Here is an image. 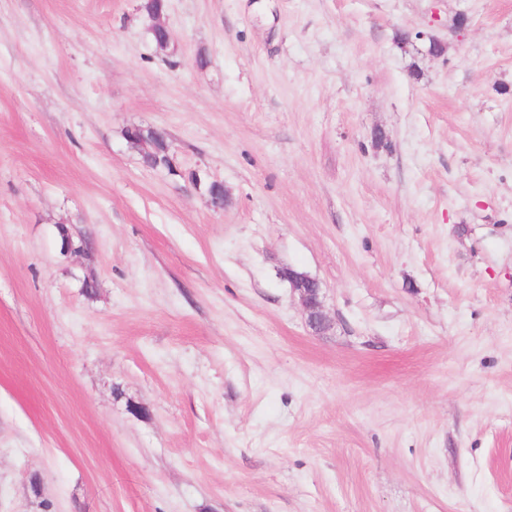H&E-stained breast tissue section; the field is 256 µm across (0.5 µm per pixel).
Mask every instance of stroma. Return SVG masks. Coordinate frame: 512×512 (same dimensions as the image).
Returning a JSON list of instances; mask_svg holds the SVG:
<instances>
[{
  "label": "stroma",
  "mask_w": 512,
  "mask_h": 512,
  "mask_svg": "<svg viewBox=\"0 0 512 512\" xmlns=\"http://www.w3.org/2000/svg\"><path fill=\"white\" fill-rule=\"evenodd\" d=\"M143 3L0 0V512H512V0ZM292 291L298 296L306 317V325L315 335H323L332 328V322L325 313L320 282L304 273L288 269L284 272Z\"/></svg>",
  "instance_id": "stroma-1"
}]
</instances>
